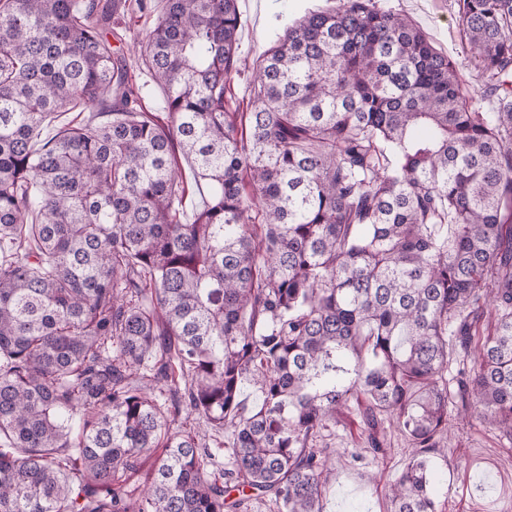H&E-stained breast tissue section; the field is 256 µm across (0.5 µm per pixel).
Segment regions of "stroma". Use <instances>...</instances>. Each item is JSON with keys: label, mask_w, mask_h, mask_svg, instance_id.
Returning a JSON list of instances; mask_svg holds the SVG:
<instances>
[{"label": "stroma", "mask_w": 512, "mask_h": 512, "mask_svg": "<svg viewBox=\"0 0 512 512\" xmlns=\"http://www.w3.org/2000/svg\"><path fill=\"white\" fill-rule=\"evenodd\" d=\"M153 12L125 13L112 21V44L125 53L143 111H166V94L157 84L135 47L158 17L162 0H150ZM384 10L409 16L453 60L458 75L472 93L483 90L477 69L465 51L457 0H376ZM244 20L240 32L243 69L232 77L226 92L230 111L248 109V83L259 54L281 33L284 25L305 10L326 7V0H238ZM386 452L369 449L358 407H351L321 439L333 453L322 476L324 512H387V489L396 482L413 454L409 440L394 427L386 429ZM435 472L432 494L438 512H512V444L498 430L458 418L446 449L429 453Z\"/></svg>", "instance_id": "obj_1"}]
</instances>
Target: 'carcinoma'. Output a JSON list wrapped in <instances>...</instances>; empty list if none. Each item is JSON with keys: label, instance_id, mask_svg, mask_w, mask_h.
<instances>
[{"label": "carcinoma", "instance_id": "carcinoma-1", "mask_svg": "<svg viewBox=\"0 0 512 512\" xmlns=\"http://www.w3.org/2000/svg\"><path fill=\"white\" fill-rule=\"evenodd\" d=\"M125 6L0 0V512H324L317 438L352 402L373 452L386 417L416 448L389 512H436L451 413L512 434V0H459L478 96L410 18L334 0L261 54L248 112L238 0H164L163 119L112 49ZM178 164L181 169L183 176L186 178L189 187V194L183 204V215L184 221H190L193 219L195 211L202 207V201H205L207 196V184L206 181L197 177L193 164L189 159L181 154H178ZM206 442L214 456V465L210 467V470L215 474L216 478L224 481L221 477H224V470L230 467L229 454L224 447V433L210 431Z\"/></svg>", "mask_w": 512, "mask_h": 512}]
</instances>
